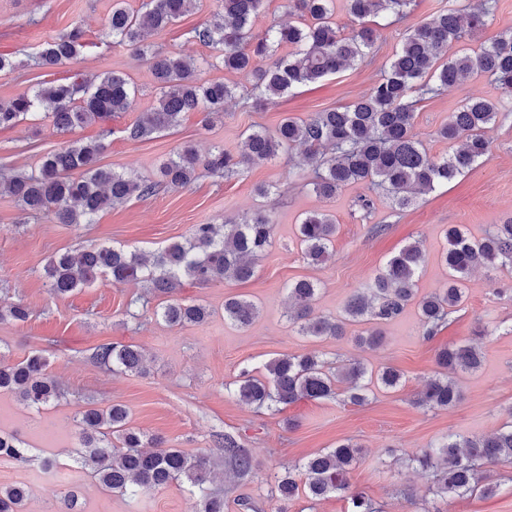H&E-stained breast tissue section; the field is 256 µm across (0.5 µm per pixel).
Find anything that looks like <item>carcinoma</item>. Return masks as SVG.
<instances>
[{
	"instance_id": "1",
	"label": "carcinoma",
	"mask_w": 512,
	"mask_h": 512,
	"mask_svg": "<svg viewBox=\"0 0 512 512\" xmlns=\"http://www.w3.org/2000/svg\"><path fill=\"white\" fill-rule=\"evenodd\" d=\"M413 0H347L350 14L361 27L341 35L332 17L335 0H288V13L300 18L294 25H270L254 33L263 0H219V9L208 22L195 28V38L218 52L225 70L251 77L254 104L266 105L285 93L362 62L376 48L377 29L364 19L387 13L401 19ZM197 0H147L143 14L133 13L125 0H112L108 33L112 43L126 46L149 64L157 90L156 104L124 129L136 142L177 127L188 112L200 114L207 128L211 116L224 111L236 87L206 82L182 57L153 48V36L191 13ZM493 0H469L466 8L448 4L437 17L410 28L385 72L367 93L344 107L315 112L306 119L285 117L273 134L248 129L236 153L224 149L201 156L184 145L176 148L161 168L158 181L134 180L101 164L102 141L69 139L38 160L33 171L20 170L0 181L24 211L43 214L59 224H92L97 215L132 198L156 195L163 188H180L196 179L204 168L217 176H229L255 164L269 162L279 153L302 149L306 165L314 169L313 192L324 199L341 188L367 181L385 193L393 207L409 208L415 195L435 191L486 162L490 144L486 132L496 123L498 103L468 98L451 113L438 136L461 146L446 156L432 157L413 133L416 106L426 96L466 81L474 74L492 78L512 95V32H504L477 53L451 51L465 30L484 27L493 12ZM86 43L73 29L44 43L35 57L41 69H53L77 59ZM288 48L285 55L279 49ZM137 89L122 74L105 72L85 84L39 82L31 92L8 101L0 100V128L32 117L47 120L60 135H72L91 124L103 125L131 108ZM303 258L317 264L333 249L336 221L325 212L304 215L297 227ZM273 224L261 212L245 215L236 224H196L190 236L168 243L153 259L124 247L92 245L77 255L68 251L50 257L44 277L50 294L66 297L104 276L115 284L143 285V295L133 303L148 305L149 297H164L156 310L173 327L201 325L211 315L206 305L177 296L183 281L199 286L214 281L246 282L256 272V260L271 245ZM442 259L448 268V285L437 292L418 295L417 281L427 254L417 242L404 246L379 269L370 283L355 290L338 316L310 318L311 304L319 288L311 279L285 285L295 301L288 322L301 336L335 338L346 335L350 325L362 326L359 344L376 348L383 342L382 326L397 318L411 301L417 303L423 335L430 338L464 301L466 282L478 266H512V219L494 226L483 238L471 237L461 225L446 232ZM260 307L243 295L224 300V320L250 325ZM24 305L0 306V321L24 322ZM93 358L122 372H145L136 346L105 343L95 347ZM483 362L476 343L446 346L436 354L440 371L428 381L417 399L427 410L447 409L462 400L450 374L477 371ZM402 374L393 367L373 371L357 363L332 365L315 353L285 354L269 361L265 373L244 369L233 388L234 395L259 408H278L300 400H322L344 389L353 404H362L372 387L395 389ZM0 391L14 393L25 404L40 408L60 400L63 393L47 371V360L33 353L16 362L0 357ZM127 412L113 405L100 408L92 400L79 419L81 463L91 467L101 488L109 492L137 494L156 490L174 481L196 487L201 498L194 512H224V497L205 488L211 458L206 453L189 455L171 448L153 435L126 426ZM234 472L244 476L253 470V456L230 436L219 443ZM359 446L346 441L290 465L275 479L273 492L291 502L304 496L321 500L342 494L347 512H381L362 492L350 490L347 475L356 464ZM19 464L30 460L19 438L0 433V456ZM408 464L430 473L440 499L497 494L499 485L479 474L482 465L512 467V424L489 436L449 434L441 442L407 458ZM27 490L21 485L0 487V512H21Z\"/></svg>"
}]
</instances>
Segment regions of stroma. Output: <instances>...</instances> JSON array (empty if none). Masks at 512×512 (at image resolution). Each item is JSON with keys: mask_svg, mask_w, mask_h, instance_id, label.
Here are the masks:
<instances>
[{"mask_svg": "<svg viewBox=\"0 0 512 512\" xmlns=\"http://www.w3.org/2000/svg\"><path fill=\"white\" fill-rule=\"evenodd\" d=\"M111 6L112 0H0V53L18 61L15 70L0 72V100L30 92L37 74L32 66L36 52L52 37L80 28L87 43L83 55L49 71L47 78L66 82L77 74L93 77L107 71L131 78L137 87L136 103L112 119L111 134L103 135L101 126L93 124L76 136L104 140L103 164L154 180L176 146L187 144L203 155L215 147L234 153L249 128L272 133L284 117L304 119L350 104L381 76L405 32L446 10L448 0H415L407 17L396 23L383 14L372 17L381 38L368 60L297 87L263 108L253 107L252 85L246 77L208 66L214 51L195 38L194 30L211 18L217 2L199 0L193 12L156 36L155 43L200 66L204 79L236 85V96L210 128H202L198 114L189 112L175 130L141 142L127 140L123 130L153 104L154 81L148 65L132 50L113 44L107 29ZM470 96L501 104L499 118L488 132L489 160L402 211L381 196L374 198L371 211L361 210L357 200L370 192L365 183L347 186L331 199L317 197L308 185L312 170L298 172L297 157L285 153L229 178L200 174L189 186L105 210L91 224L54 223L28 214L0 193V304L19 302L29 313L23 322H0V353L17 361L42 352L64 393L60 401L34 409L15 395L0 392V431L24 441L32 456L22 466H0V486L28 488L23 512H55L60 498L72 489L79 492L82 512H191L194 499L188 484L121 495L104 491L89 471L80 468L76 416L91 398L103 408L123 405L130 426L161 436L169 446L191 455L209 452V488L223 494L224 512H346V499L336 494L320 501L301 497L285 507L271 494L274 477L284 465L304 463L346 440L361 448L348 475L351 490L364 493L383 512H424L433 500L431 479L400 466L397 454L426 447L451 432L485 436L512 422V268L475 269L464 303L431 339H424L416 308L408 306L399 319L384 325V342L375 350L355 343V325L341 340L298 335L286 317L284 284L317 281L315 315H335L388 257L417 242L428 254L418 279L420 294L445 286L448 270L440 255L448 226L465 225L480 237L491 225L512 217V96L485 77H471L421 101L413 131L431 155L450 153L451 143L436 133ZM60 142L41 120L0 129V177L33 167L40 154ZM261 183L274 184L275 192L257 195L255 187ZM256 210L271 218L274 232L254 277L205 287L188 283L180 290L181 297L210 308L212 315L202 325L171 327L153 308L132 305L141 292L134 284L102 279L63 298L52 297L45 285L43 269L54 253L118 244L155 250L187 237L193 225L231 224ZM313 211L329 212L337 226L334 255L317 266L303 259L295 229ZM378 224L383 232H375ZM230 293L258 304L260 314L248 327L225 322L224 297ZM481 327L488 331L481 341L484 362L477 372L457 375L461 402L445 410L417 407L426 379L437 370V351L474 337ZM107 342L139 346L147 373L111 372L93 362L94 348ZM301 353H323L331 360L373 369L391 366L402 373V383L394 390H374L360 406L341 395L302 400L277 412L256 409L228 394L242 369L260 372L273 358ZM227 434L252 453L254 469L249 475L235 476L225 460L218 443ZM45 457L56 460L68 482L48 480L41 466ZM482 475L499 484L497 495L451 498L442 503L443 512H512V468L490 466Z\"/></svg>", "mask_w": 512, "mask_h": 512, "instance_id": "obj_1", "label": "stroma"}]
</instances>
